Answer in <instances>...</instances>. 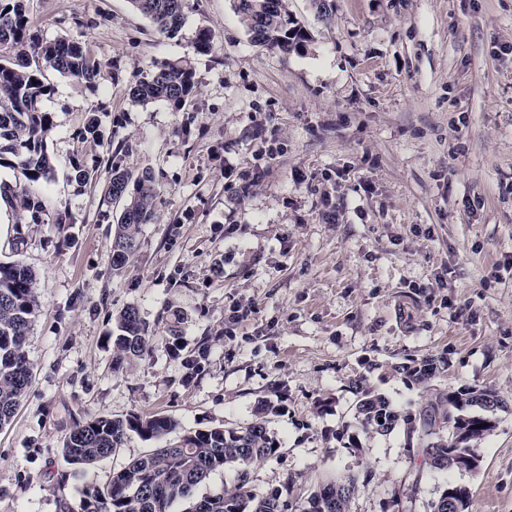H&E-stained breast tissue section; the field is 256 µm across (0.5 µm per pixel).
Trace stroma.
<instances>
[{"instance_id": "stroma-1", "label": "stroma", "mask_w": 512, "mask_h": 512, "mask_svg": "<svg viewBox=\"0 0 512 512\" xmlns=\"http://www.w3.org/2000/svg\"><path fill=\"white\" fill-rule=\"evenodd\" d=\"M333 2L324 18L288 0L310 40L284 54L251 43L233 0H184L171 38L130 0H26L33 38L81 42L103 68L92 84L45 73L54 223L0 204V262L33 269L41 303L32 383L0 427V512H76L77 488L153 447L133 434L72 474L61 441L88 416L239 428L265 403L277 451L251 484L287 488L295 512L347 476V512H429L447 483L467 512H512V0ZM178 58L196 81L180 106L133 101ZM90 115L103 139L83 138ZM113 163L160 187L119 271ZM128 306L204 351L200 373L161 345L113 370L108 317ZM473 388L501 401L470 410L494 425L472 444L479 469L429 471L425 409ZM366 389L402 414L391 432L358 418Z\"/></svg>"}]
</instances>
